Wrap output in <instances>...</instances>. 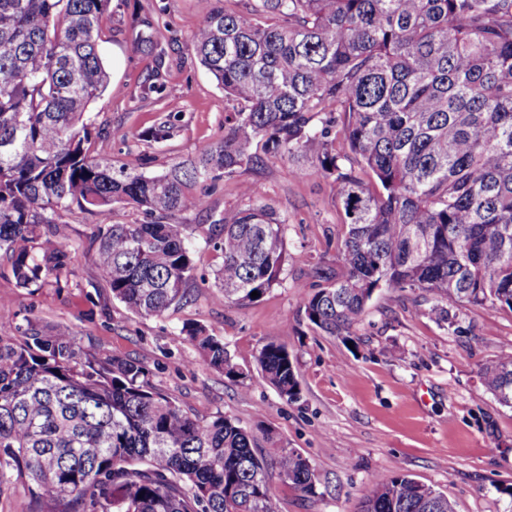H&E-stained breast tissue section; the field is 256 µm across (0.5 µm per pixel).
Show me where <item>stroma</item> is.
<instances>
[{"instance_id":"stroma-1","label":"stroma","mask_w":512,"mask_h":512,"mask_svg":"<svg viewBox=\"0 0 512 512\" xmlns=\"http://www.w3.org/2000/svg\"><path fill=\"white\" fill-rule=\"evenodd\" d=\"M152 20L164 58L135 53L131 44ZM199 0H109L98 43L109 88L86 112L91 154L110 157L148 175L194 156L224 137V92L200 65L192 34L200 26ZM162 93L150 92V84ZM175 135L163 142L141 132L168 113ZM269 158L233 178L197 184V209L178 215L189 225L200 273L185 299L164 317L129 312L101 285L92 241L96 215L61 213L58 230L72 253L64 288H20L0 254V336L20 339L27 324L43 335L68 330L96 352L132 359L151 384L189 415L224 414L251 429L254 451L273 460L295 450L314 466L315 491L305 494L269 470L274 512H359L369 479L407 474L444 493L455 512H512L501 494L512 484V407L488 392L487 363L512 357V312L449 303L451 324L438 323L421 289H376L350 340L309 325L304 310L309 270L335 265L340 208L329 182L307 165ZM255 183L287 221L285 280L259 300L238 305L211 300L207 276L218 264L203 226L241 205L239 185ZM195 322L224 340L246 380H231L198 363L181 333ZM284 344L296 365L300 393L282 399L262 377L258 351L267 340Z\"/></svg>"}]
</instances>
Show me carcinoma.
<instances>
[{
    "label": "carcinoma",
    "instance_id": "1",
    "mask_svg": "<svg viewBox=\"0 0 512 512\" xmlns=\"http://www.w3.org/2000/svg\"><path fill=\"white\" fill-rule=\"evenodd\" d=\"M108 0H0V252L20 288L60 283L72 256L56 217L112 205L139 224L101 221L97 266L112 298L160 318L196 278L187 225L200 181L231 178L271 156L304 157L341 207L336 267L314 266L305 316L347 336L377 288L426 291L512 311V0H256L244 13L207 0L192 42L224 90V139L147 175L93 156L83 116L109 76L97 33ZM136 52L157 49L145 19ZM169 113L146 138L175 130ZM243 204L208 225L218 254L212 297L244 304L283 282L287 219L251 183ZM182 333L202 362L243 372L196 323ZM0 336V483L26 474L41 512H273L255 438L217 414L200 420L154 388L143 366L103 358L65 330L28 325ZM265 380L299 395L288 349L258 352ZM483 385L512 407V360ZM281 478L312 493L316 473L294 450ZM361 512H455L407 474L373 476Z\"/></svg>",
    "mask_w": 512,
    "mask_h": 512
}]
</instances>
